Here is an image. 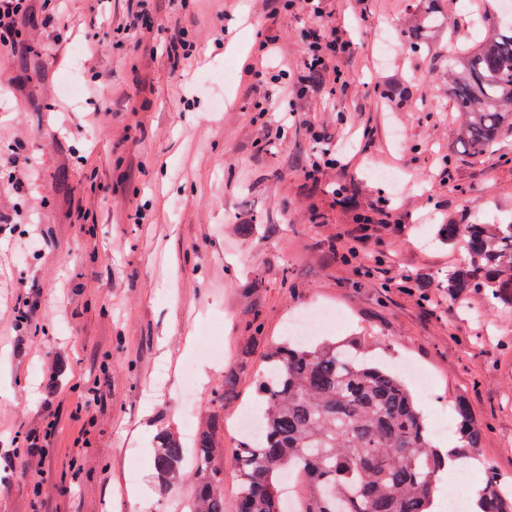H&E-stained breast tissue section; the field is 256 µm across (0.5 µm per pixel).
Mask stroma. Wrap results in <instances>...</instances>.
Here are the masks:
<instances>
[{
  "label": "stroma",
  "mask_w": 512,
  "mask_h": 512,
  "mask_svg": "<svg viewBox=\"0 0 512 512\" xmlns=\"http://www.w3.org/2000/svg\"><path fill=\"white\" fill-rule=\"evenodd\" d=\"M43 4L30 0L19 20L39 40L0 46L12 77L0 85V154L16 161L0 167L10 226L0 235V512H132L127 491L138 485L145 512H189L195 478L159 480L155 439L191 444L215 416L224 512H235L244 437L231 423L258 404L290 318L312 308L338 316L326 338L361 340L375 362L430 376L436 400L423 411L450 422L436 445L460 446L466 404L484 434L451 489L482 487L488 467L512 483V309L479 293L449 298L464 249L441 233L512 224V130L485 154L461 153L459 115L439 83L449 45L471 43L488 0H443L448 28L410 51L399 42L416 0H365L364 21L354 0H326L353 38L339 62L351 85L309 93L299 123L271 136L276 113L247 111L245 89L278 99L283 85L246 67L271 19L279 63L302 74L307 18L284 0H151L163 27L208 33L182 73L108 34L107 12L129 0H105L99 13L65 0L79 30L54 59L64 28L45 25ZM71 79L87 87L82 104L62 92ZM103 99L111 114L99 118ZM330 144L340 166L306 180ZM28 166L37 179L17 188L10 175ZM381 171L401 179L390 185ZM34 224L39 250L22 236ZM101 375L107 404L85 405ZM31 433L49 434L47 457L29 452Z\"/></svg>",
  "instance_id": "1"
}]
</instances>
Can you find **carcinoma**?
Here are the masks:
<instances>
[{"label": "carcinoma", "instance_id": "obj_1", "mask_svg": "<svg viewBox=\"0 0 512 512\" xmlns=\"http://www.w3.org/2000/svg\"><path fill=\"white\" fill-rule=\"evenodd\" d=\"M439 0H419L410 32L440 21ZM453 110L460 113L463 151L481 155L512 124V21L492 25L473 45L448 56ZM442 234L460 241L463 265L448 277V297L471 292L512 308V224H447ZM465 445L474 450L482 431L465 406ZM260 427L239 449L237 512H286L279 480L294 470L306 485L302 512H430L441 461L426 417L405 381L348 343L290 338L272 355L260 387ZM213 419L193 448V512H224L221 469L215 464ZM154 468L165 482L183 476L187 449L157 436ZM475 512H512V493L500 480L484 483Z\"/></svg>", "mask_w": 512, "mask_h": 512}]
</instances>
